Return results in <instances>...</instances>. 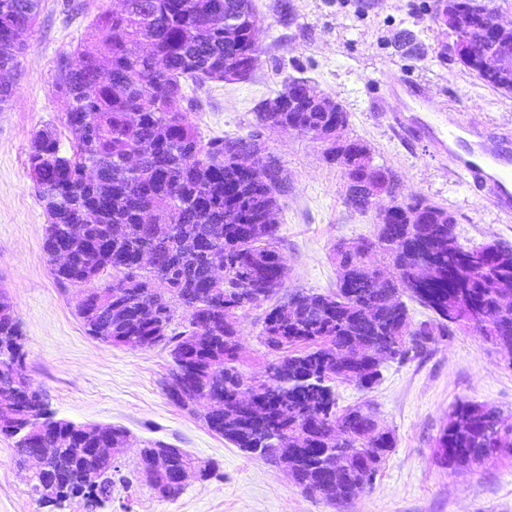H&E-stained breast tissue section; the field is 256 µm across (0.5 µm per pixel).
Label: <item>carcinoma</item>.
Masks as SVG:
<instances>
[{
  "mask_svg": "<svg viewBox=\"0 0 512 512\" xmlns=\"http://www.w3.org/2000/svg\"><path fill=\"white\" fill-rule=\"evenodd\" d=\"M41 0H0V71H12L34 31ZM234 20L230 25L226 19ZM251 0H117L101 12L91 47L55 65V86L64 106L70 151L55 128L37 130L27 158L48 225L43 251L54 279L78 290L76 314L87 334L130 350L163 346L194 378L193 394L170 395L199 415L207 427L241 451L276 463L277 441L293 440V479L307 493L344 501L373 485L396 446L368 401L337 411L336 382L364 390L380 380L387 362H404L427 351L459 327L470 329L512 354V304L501 301V284L512 282V247L488 243L465 247L456 218L425 199L395 204L375 224L373 236L333 247L336 289L285 287L277 211L288 191L280 161L251 173L241 154L258 150L263 129L299 135L348 125L336 102L308 112H266L255 107L258 131L247 137H204L179 107L184 87L250 79L261 53ZM463 45L459 61L494 89L512 93V70L486 76L482 59L512 53V29L491 37L482 30L448 31ZM346 181L345 202L370 210L365 188L397 194L395 173L373 164L370 148L345 139L326 151ZM81 224L67 268L55 254ZM151 251L153 267L138 263ZM223 277L210 274V257ZM434 313L412 325L403 296ZM263 308L257 340L265 349L263 377L248 375L239 354V319ZM477 308L483 320L471 323ZM459 322H448V311ZM23 361L22 332L8 295L0 290V368ZM16 413L33 423L47 415L30 382L15 393ZM0 434L15 439L25 460L41 456L32 478L41 506L58 508L78 497L89 512L136 482L174 499L184 486L160 488L141 481L161 440H143L133 466L100 456L118 448L127 430L105 427L99 435L51 419L43 433L13 423ZM448 470L481 465L496 455L512 457V426L484 404H455L439 439ZM52 453L40 455L41 449ZM61 476L66 490L56 499L42 491L48 476Z\"/></svg>",
  "mask_w": 512,
  "mask_h": 512,
  "instance_id": "obj_1",
  "label": "carcinoma"
}]
</instances>
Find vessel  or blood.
<instances>
[{
	"label": "vessel or blood",
	"instance_id": "1",
	"mask_svg": "<svg viewBox=\"0 0 512 512\" xmlns=\"http://www.w3.org/2000/svg\"><path fill=\"white\" fill-rule=\"evenodd\" d=\"M400 86L408 97V112L395 117L399 134L410 139L431 131L429 122L417 118L418 113L434 109L423 86L409 79L402 80ZM437 147L448 155L454 173L464 177L469 187L501 214L512 215V152L505 149L499 134L480 128L475 121L455 123Z\"/></svg>",
	"mask_w": 512,
	"mask_h": 512
}]
</instances>
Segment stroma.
<instances>
[{"label":"stroma","instance_id":"stroma-1","mask_svg":"<svg viewBox=\"0 0 512 512\" xmlns=\"http://www.w3.org/2000/svg\"><path fill=\"white\" fill-rule=\"evenodd\" d=\"M116 0H43L38 24L16 71L13 94L0 112V289L6 291L23 333V361L32 387L51 415L75 423L125 428L136 443L164 441L211 468L190 479L172 500L137 487L102 512H512V461L455 473L436 457L437 440L460 400L487 404L512 420V356L477 334L455 330L447 341L405 363L391 362L371 390L337 384V406L370 401L396 446L371 488L328 503L306 493L284 468L249 456L173 401L167 390L173 363L166 348L127 350L88 336L75 311V293L54 279L42 250L46 214L27 172L35 131L60 128L64 103L54 85V63L91 43L90 24ZM261 20L262 52L243 82H209L192 91V120L204 136H248L254 109L302 77L330 94L347 112L344 137L368 144L375 164L393 170L402 198L423 197L457 219L466 246L512 245V217L499 214L451 173L432 139L406 141L390 128L405 101L390 84L409 75L431 100L451 105L449 120H476L512 139V93L486 85L456 57L440 54L447 28L431 20L434 0H253ZM422 51L405 55L402 34ZM257 161L273 156L288 174L279 199L287 288L324 293L335 288L334 245L372 235L375 211L361 214L344 201L345 179L312 136L266 131ZM120 449L133 462L138 448ZM32 470L17 461L14 442L0 434V512H44L31 490Z\"/></svg>","mask_w":512,"mask_h":512}]
</instances>
